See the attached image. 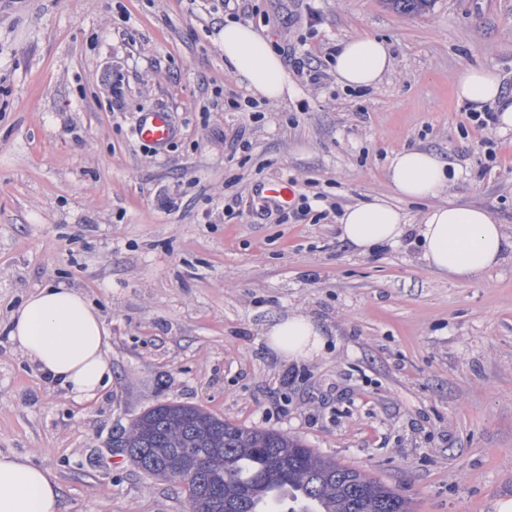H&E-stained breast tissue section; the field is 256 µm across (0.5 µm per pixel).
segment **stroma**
Segmentation results:
<instances>
[{
    "label": "stroma",
    "mask_w": 512,
    "mask_h": 512,
    "mask_svg": "<svg viewBox=\"0 0 512 512\" xmlns=\"http://www.w3.org/2000/svg\"><path fill=\"white\" fill-rule=\"evenodd\" d=\"M214 5L0 0V324L65 283L99 308L112 362L108 388L78 403L0 333V453L48 470L61 512H188L180 484L111 445L171 401L299 436L414 512H493L512 497V251L454 280L411 237L355 251L337 212L380 199L419 224L427 203L385 176L417 147L450 164L439 202L483 207L512 237V129L475 127L453 93L469 65L512 93V0H434L419 15L384 0H237L288 71L282 103L225 68L229 14ZM362 35L384 39L393 65L347 88L333 58ZM150 110L176 131L156 154L133 134ZM277 179L323 193L321 220L265 198ZM292 313L322 327L321 354L268 348L265 326Z\"/></svg>",
    "instance_id": "35a3bbf8"
}]
</instances>
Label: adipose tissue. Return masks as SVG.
Returning a JSON list of instances; mask_svg holds the SVG:
<instances>
[{
  "instance_id": "ef3b65f1",
  "label": "adipose tissue",
  "mask_w": 512,
  "mask_h": 512,
  "mask_svg": "<svg viewBox=\"0 0 512 512\" xmlns=\"http://www.w3.org/2000/svg\"><path fill=\"white\" fill-rule=\"evenodd\" d=\"M224 64L254 96L280 101L288 96V74L278 53L253 26L226 22L218 33ZM391 66L383 40L363 35L341 42L334 59L338 81L348 87L375 85ZM458 99L473 110L496 106L501 129H512V95L497 72L466 66L455 81ZM448 162L436 154L404 149L387 169V181L399 197L423 201L448 184ZM416 232L427 264L440 275L468 280L497 265L507 245L502 224L485 208L437 204L410 227L405 214L378 200L345 208L340 235L366 254L383 244L398 243ZM8 337L51 382L74 400L96 396L112 379L109 339L104 323L78 290L49 284L26 297L7 325ZM270 349L288 359L310 357L325 342L322 328L310 316L292 314L266 326ZM0 512H60L57 482L27 458L0 454Z\"/></svg>"
}]
</instances>
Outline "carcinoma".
<instances>
[{"label": "carcinoma", "instance_id": "obj_1", "mask_svg": "<svg viewBox=\"0 0 512 512\" xmlns=\"http://www.w3.org/2000/svg\"><path fill=\"white\" fill-rule=\"evenodd\" d=\"M433 0H390L405 14ZM121 447L143 473L198 484L194 512H267L278 494L287 512H411L397 489L322 457L299 438L234 425L204 409L157 403L124 432Z\"/></svg>", "mask_w": 512, "mask_h": 512}]
</instances>
